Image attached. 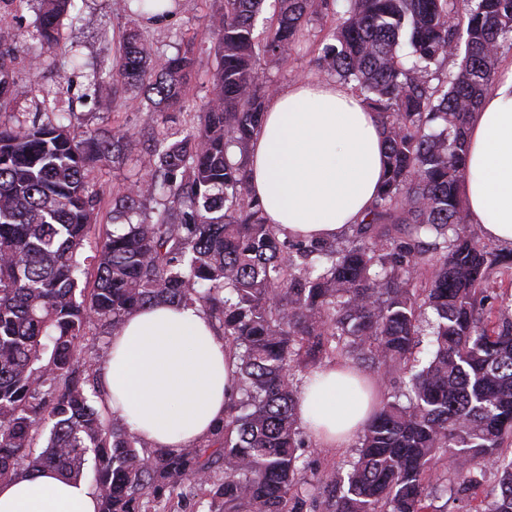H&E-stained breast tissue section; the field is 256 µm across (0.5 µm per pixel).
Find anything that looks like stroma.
<instances>
[{"instance_id": "obj_1", "label": "stroma", "mask_w": 512, "mask_h": 512, "mask_svg": "<svg viewBox=\"0 0 512 512\" xmlns=\"http://www.w3.org/2000/svg\"><path fill=\"white\" fill-rule=\"evenodd\" d=\"M222 7L223 0H181L168 20L139 26L156 56L187 50L195 59L187 77L186 109L172 113L167 122L172 129L184 128L189 113L201 111L210 98L216 38L212 18ZM39 9V0H29L20 8L0 0V46L14 51V94L0 117L28 116L42 102L48 111L74 113L91 127L126 133L120 159L98 166L92 174L101 198L97 223L103 226L110 222L113 191L143 173L152 130L162 120L140 105L135 91L116 92L111 82L94 85L88 79L91 69L111 64L122 45L127 21L116 16L114 0H78L77 12L65 21L63 40L44 55L39 52ZM335 20L331 11L312 16L305 37L287 60L264 63L265 81L282 89L299 80L320 78L313 62L316 44Z\"/></svg>"}]
</instances>
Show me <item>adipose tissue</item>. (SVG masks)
I'll return each instance as SVG.
<instances>
[{
	"label": "adipose tissue",
	"instance_id": "obj_1",
	"mask_svg": "<svg viewBox=\"0 0 512 512\" xmlns=\"http://www.w3.org/2000/svg\"><path fill=\"white\" fill-rule=\"evenodd\" d=\"M383 130L350 87L300 81L267 101L250 153V189L268 223L333 239L359 223L382 178ZM472 223L512 245V72L486 96L468 133L462 185ZM108 403L154 448H183L224 418L231 365L224 341L197 307L155 303L126 317L101 368ZM297 414L322 448L348 443L369 417L349 369L308 378ZM0 512H97L85 479L45 470L0 483Z\"/></svg>",
	"mask_w": 512,
	"mask_h": 512
}]
</instances>
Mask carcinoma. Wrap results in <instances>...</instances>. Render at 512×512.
<instances>
[{
    "label": "carcinoma",
    "mask_w": 512,
    "mask_h": 512,
    "mask_svg": "<svg viewBox=\"0 0 512 512\" xmlns=\"http://www.w3.org/2000/svg\"><path fill=\"white\" fill-rule=\"evenodd\" d=\"M41 49L52 52L76 0H42ZM224 0L215 25L212 98L182 131L154 136L145 172L112 199L93 287L81 286L99 194L89 175L120 158L124 136L62 112L0 120V481L92 462L98 512H450L476 493L482 467L498 488L484 507L512 512V300L482 315L493 273L512 256L479 246L460 186L466 128L512 49V0H344L316 45L318 69L351 86L385 134V178L344 243L268 224L249 193L248 150L274 93L262 62L288 58L328 0ZM148 20L163 0H124ZM13 53L0 48V105ZM190 53L154 59L130 34L108 77L158 112L184 107ZM166 300L197 305L234 358L224 421L186 448H145L112 413L108 353L85 354L127 314ZM432 357L412 358L419 337ZM404 379L362 429L346 470L305 488L299 384L339 360ZM51 425L45 447L34 436ZM443 504L436 505L437 501Z\"/></svg>",
    "instance_id": "obj_1"
}]
</instances>
